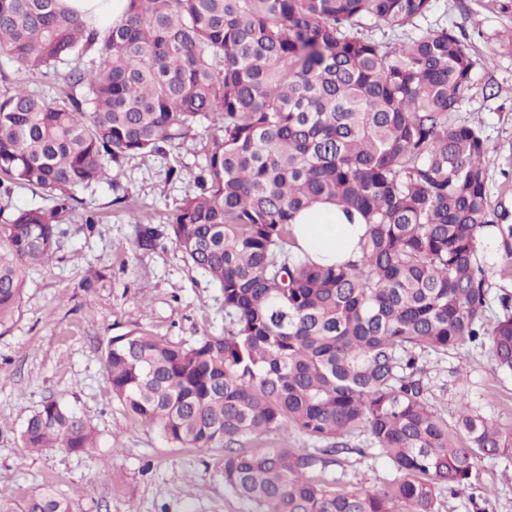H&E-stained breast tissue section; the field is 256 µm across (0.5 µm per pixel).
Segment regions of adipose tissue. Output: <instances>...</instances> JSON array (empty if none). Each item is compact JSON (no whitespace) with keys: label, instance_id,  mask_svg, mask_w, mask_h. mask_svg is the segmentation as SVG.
Here are the masks:
<instances>
[{"label":"adipose tissue","instance_id":"1","mask_svg":"<svg viewBox=\"0 0 512 512\" xmlns=\"http://www.w3.org/2000/svg\"><path fill=\"white\" fill-rule=\"evenodd\" d=\"M367 230V225L349 222L341 208L329 202L299 213L291 228L296 254L321 265L355 258Z\"/></svg>","mask_w":512,"mask_h":512}]
</instances>
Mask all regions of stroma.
Listing matches in <instances>:
<instances>
[{
  "mask_svg": "<svg viewBox=\"0 0 512 512\" xmlns=\"http://www.w3.org/2000/svg\"><path fill=\"white\" fill-rule=\"evenodd\" d=\"M445 26L464 41L476 62L474 85L456 114L480 125L494 145L486 159L492 205L512 212V13L498 0H433L426 17L406 26L415 36ZM62 102L63 74L18 72L0 55V97L18 86ZM206 136L163 155H136L122 163L118 185L79 192L99 221L86 228L82 212L65 216L63 248L45 266L26 270L21 299L0 324V492L23 498L53 485L74 512H249L224 485V452L167 444L154 425L134 423L112 397L102 355L112 337L146 330L188 345L224 332L220 288L169 241L134 247L138 225L162 227L167 213L192 186L205 162ZM176 166L179 179L166 178ZM421 361L426 396L454 420L459 399L512 432V378L493 370L488 348L428 352ZM54 399L75 412L96 436L82 453L65 448L36 452L20 439L27 420ZM329 475H346L369 489L392 479L378 451L345 454ZM479 504L441 494L439 512H512V459L483 460L473 472Z\"/></svg>",
  "mask_w": 512,
  "mask_h": 512,
  "instance_id": "obj_1",
  "label": "stroma"
}]
</instances>
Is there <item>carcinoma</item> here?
<instances>
[{
    "mask_svg": "<svg viewBox=\"0 0 512 512\" xmlns=\"http://www.w3.org/2000/svg\"><path fill=\"white\" fill-rule=\"evenodd\" d=\"M432 0H129L100 31L60 0H0V54L66 74L69 106L24 87L0 101V178L54 206L0 224V323L23 272L63 246L79 190L115 183L122 161L164 154L213 116L205 165L166 236L221 288L224 334L187 347L141 330L104 353L112 397L181 448L224 449V485L252 512H438V495L479 491L478 462L512 434L462 401L454 424L429 409L422 353L489 346L512 375V295L490 315L472 246L490 218L494 150L453 114L476 63L441 27L398 43L359 32L426 17ZM321 202L369 225L355 259L319 266L292 252L296 215ZM321 447L254 448L270 433ZM366 434L395 477L373 491L321 476ZM23 447H93V429L55 400L28 419ZM0 512H72L46 484Z\"/></svg>",
    "mask_w": 512,
    "mask_h": 512,
    "instance_id": "carcinoma-1",
    "label": "carcinoma"
}]
</instances>
